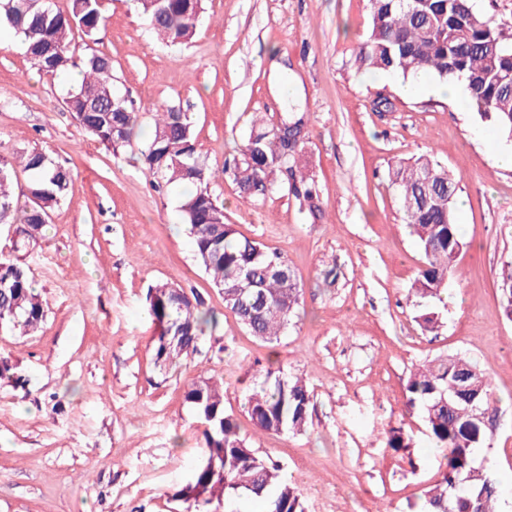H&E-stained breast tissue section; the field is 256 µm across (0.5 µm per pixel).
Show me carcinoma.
Segmentation results:
<instances>
[{
  "instance_id": "carcinoma-1",
  "label": "carcinoma",
  "mask_w": 512,
  "mask_h": 512,
  "mask_svg": "<svg viewBox=\"0 0 512 512\" xmlns=\"http://www.w3.org/2000/svg\"><path fill=\"white\" fill-rule=\"evenodd\" d=\"M140 14L164 42L172 45L195 34L202 0H137ZM39 72L54 77L78 73L63 104L92 139L112 150L130 142L138 115L119 100L112 87V60L91 51L78 55L69 36L80 32L95 40L106 22L104 0H0V19ZM360 70L428 73L441 83L458 81L470 93L478 114L512 136V27L480 19L471 0H370V25L355 57ZM300 137L304 115H283L279 127H256L233 159L231 173L241 191L263 196L270 176L288 170V127ZM145 170L156 184L191 186L181 205L197 259L224 295V308L255 338L274 343L297 316L302 289L288 260L278 251L237 235L224 222V208L210 191V166L196 149L187 115L174 108L157 113L151 135L140 150ZM31 172L27 192L11 191L14 164L0 160V224H31L42 237L53 207L72 191L69 170L39 149L17 152ZM398 191L404 221L415 237L422 265L412 287L420 298L417 321L423 332L438 333L442 300L466 242L455 224L456 178L440 161L422 155L398 160L388 169ZM499 290L512 318V268L503 271ZM148 314L158 332L153 360L165 375L170 366L200 351L206 329L216 324L203 300L182 288L160 284L148 294ZM44 319V307L29 271L17 261L0 260V327L28 333ZM247 398V411L261 431L300 433L310 421L312 393L305 378L269 367L258 375ZM478 389L477 405L493 418L491 382L478 362L454 354L414 368L406 382L408 406L417 410L431 441L443 450L440 479L426 491L420 512H498L500 490L494 474L478 460L489 447L487 425L476 420L463 397ZM186 400L202 426V453L191 479L175 497L187 512H218L235 498L262 501L265 512H306L297 487L282 467L256 455L224 407L222 383L200 378Z\"/></svg>"
}]
</instances>
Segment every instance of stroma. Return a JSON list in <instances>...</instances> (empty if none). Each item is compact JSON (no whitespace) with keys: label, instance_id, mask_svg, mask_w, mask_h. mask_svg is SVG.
Listing matches in <instances>:
<instances>
[{"label":"stroma","instance_id":"1","mask_svg":"<svg viewBox=\"0 0 512 512\" xmlns=\"http://www.w3.org/2000/svg\"><path fill=\"white\" fill-rule=\"evenodd\" d=\"M191 40L169 46L133 0H105L95 50L140 116L131 146L95 142L63 107V80L38 74L16 41L0 44V158L45 149L69 167L72 194L23 257L45 317L20 336L0 331V512H183L175 493L201 453V427L185 400L201 377L224 384V407L248 444L278 461L306 512H418L439 479V457L409 410L411 369L465 353L491 380L495 417L486 465L512 507V318L498 281L512 262V150L476 109L459 110L425 77L406 94L399 74L357 70L368 0H204ZM298 85L306 139L266 196L244 195L224 160L254 119L278 125L284 107L269 63ZM193 125L210 190L238 235L283 253L303 294L298 318L274 344L251 336L224 307L199 263L180 204L184 186L155 188L139 148L155 112ZM431 155L458 183L455 222L466 247L449 280L438 335L423 334L411 291L421 255L387 178L392 161ZM315 186L313 205L289 179ZM336 279L326 283L328 263ZM168 282L195 291L218 318L201 352L175 371L153 365L146 293ZM307 378L311 421L301 433L254 427L244 406L257 370ZM412 435L388 445L391 429Z\"/></svg>","mask_w":512,"mask_h":512}]
</instances>
